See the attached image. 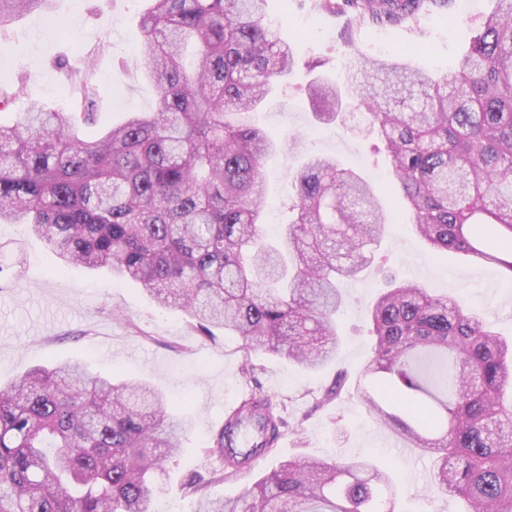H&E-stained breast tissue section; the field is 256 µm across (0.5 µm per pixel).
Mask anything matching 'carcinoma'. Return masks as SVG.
<instances>
[{
	"instance_id": "cac0c4a2",
	"label": "carcinoma",
	"mask_w": 512,
	"mask_h": 512,
	"mask_svg": "<svg viewBox=\"0 0 512 512\" xmlns=\"http://www.w3.org/2000/svg\"><path fill=\"white\" fill-rule=\"evenodd\" d=\"M266 0H150L141 53L157 90L151 112L86 137L98 122L93 68L70 65L66 110L0 124V223L24 224L64 265L107 269L177 304L194 329L220 327L244 348L305 369L339 348L343 286L372 263L389 223L370 183L328 155L294 177L293 218L265 235L264 160L280 142L251 114L294 68L265 22ZM425 0H320L334 13L400 23ZM479 27L457 70L436 79L392 58L347 53L345 86L307 85L319 121L368 114L416 233L430 254H462L512 283V0ZM53 0H0V29ZM381 377L359 399L402 441L436 456L433 488L463 512H512V339L464 302L394 283L370 304ZM336 372L319 405L341 397ZM145 382H115L71 363L37 366L0 386V512H155L153 482L185 426ZM260 438L243 451V424ZM282 419L258 390L214 437L224 461L190 477L199 512H397L388 470L367 459L294 458L235 499L208 486L273 456Z\"/></svg>"
}]
</instances>
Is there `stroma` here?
Returning a JSON list of instances; mask_svg holds the SVG:
<instances>
[{
    "label": "stroma",
    "mask_w": 512,
    "mask_h": 512,
    "mask_svg": "<svg viewBox=\"0 0 512 512\" xmlns=\"http://www.w3.org/2000/svg\"><path fill=\"white\" fill-rule=\"evenodd\" d=\"M460 2L449 0L399 25L357 24L349 15L322 11L318 0L267 2L269 19L278 21L297 50L286 84L254 114L255 123L271 137L290 133L297 138L295 146L267 163V201L274 207L275 224L289 218L292 178L310 153L332 155L368 176L393 217L376 262L345 287L347 306L338 319L342 342L333 360L320 369L304 370L280 356L246 352L237 337L223 330L201 335L179 308L159 306L138 283L104 270L71 267L64 277H55L52 271L60 261L43 239L22 225L0 224V257L18 275L0 284V384H10L35 366L68 360L104 375L149 381L188 426L179 452L164 463L156 492L161 512H196L197 500L184 484L191 475L207 477L219 469L206 449L224 421V408L243 391L258 387L287 422L277 459L366 458L390 470L403 493V512H458L456 498L429 490L431 456L417 450L413 461L403 460L398 440L357 397L358 380L371 356L367 308L392 274L461 296L470 310L508 337L512 287H506L496 266L471 263L454 253L431 257L408 222L397 187L383 175L382 142L365 136L353 120L317 122L305 84L313 72L343 80L345 53L352 46L371 57L406 58L433 76H444L459 66L478 23L496 7L495 0H468L465 9ZM146 7L145 0H56L52 18L30 13L0 32V61L9 64L0 69V84L24 83L22 96L0 112V123L10 124L15 112L33 104L67 107L59 94L60 65L88 59L100 87L99 128L120 124L131 111H152L156 90L140 54L139 16ZM102 42L109 49L100 54L96 48ZM248 362L257 367L251 379L243 375ZM341 369L349 374L341 398L319 406L324 389Z\"/></svg>",
    "instance_id": "35a3bbf8"
}]
</instances>
